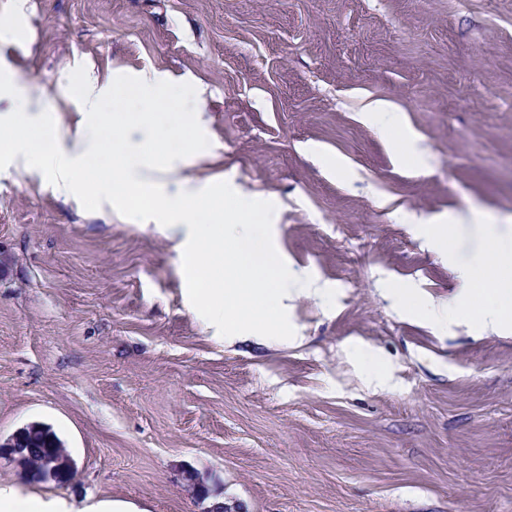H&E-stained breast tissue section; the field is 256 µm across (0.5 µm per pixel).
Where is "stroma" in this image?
<instances>
[{
	"label": "stroma",
	"mask_w": 512,
	"mask_h": 512,
	"mask_svg": "<svg viewBox=\"0 0 512 512\" xmlns=\"http://www.w3.org/2000/svg\"><path fill=\"white\" fill-rule=\"evenodd\" d=\"M0 18V60L63 124L87 75L204 89L157 122L202 112L200 176L273 206L259 234L328 288L295 302L297 343L224 339L156 225L0 173V442L48 425L77 469L38 481L0 453V486L133 512H512V332L413 318L392 293L457 292L408 215L512 221V0H0ZM377 99L426 168L365 118ZM354 343L395 386L369 384Z\"/></svg>",
	"instance_id": "obj_1"
}]
</instances>
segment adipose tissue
Wrapping results in <instances>:
<instances>
[{"instance_id":"1","label":"adipose tissue","mask_w":512,"mask_h":512,"mask_svg":"<svg viewBox=\"0 0 512 512\" xmlns=\"http://www.w3.org/2000/svg\"><path fill=\"white\" fill-rule=\"evenodd\" d=\"M133 85L142 116L120 137H100L93 130L105 103L119 97L122 81L101 84L88 78L71 88L81 118L69 128L61 125L46 98L32 94L8 65H1L0 99L19 101L23 110L0 113V169L39 175L67 198L94 192L104 214L126 208L132 198L146 200L150 221L178 239L183 270L199 284L200 310L217 330L229 337L245 333L273 342L295 341L290 303L313 291V282L296 278L287 257L273 246L255 253L243 249L255 219L273 224L276 212L242 196L223 176L197 175L201 157L191 146L200 140L202 116L176 128L187 149L164 145L152 106L171 95H193V88L157 72L140 74ZM124 150L135 154V162L113 164L102 174L93 168L96 156ZM476 223L481 247L458 259L456 242L465 225ZM428 225L429 237L455 261L460 279L462 294L448 308L450 320L512 330V234L481 225L470 208L444 221L430 219Z\"/></svg>"}]
</instances>
